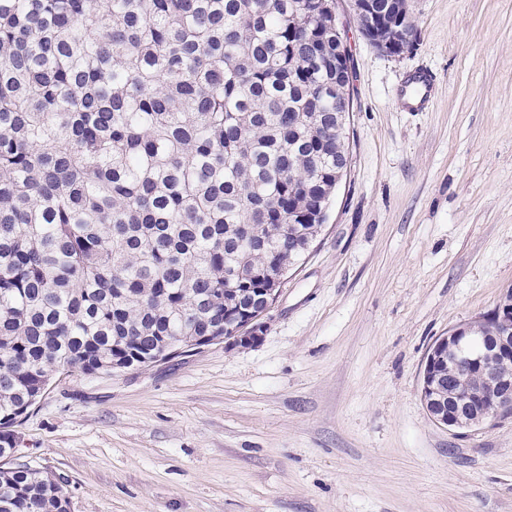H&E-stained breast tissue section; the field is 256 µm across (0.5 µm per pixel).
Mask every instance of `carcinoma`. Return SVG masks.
<instances>
[{"label": "carcinoma", "mask_w": 512, "mask_h": 512, "mask_svg": "<svg viewBox=\"0 0 512 512\" xmlns=\"http://www.w3.org/2000/svg\"><path fill=\"white\" fill-rule=\"evenodd\" d=\"M335 56L329 0H0V448L62 375L224 335L225 271L268 288L308 252L349 161ZM67 506L0 465V512Z\"/></svg>", "instance_id": "1"}]
</instances>
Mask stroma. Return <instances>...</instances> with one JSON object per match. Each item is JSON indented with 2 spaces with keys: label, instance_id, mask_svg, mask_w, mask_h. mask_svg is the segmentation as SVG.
I'll list each match as a JSON object with an SVG mask.
<instances>
[{
  "label": "stroma",
  "instance_id": "stroma-1",
  "mask_svg": "<svg viewBox=\"0 0 512 512\" xmlns=\"http://www.w3.org/2000/svg\"><path fill=\"white\" fill-rule=\"evenodd\" d=\"M412 48L361 34L350 167L261 340L47 390L18 461L68 512H512V415L463 435L421 400L427 353L512 289V0H407ZM437 79L401 111L408 71ZM435 79L426 70L407 75L396 89V102L405 112H424L432 101Z\"/></svg>",
  "mask_w": 512,
  "mask_h": 512
}]
</instances>
